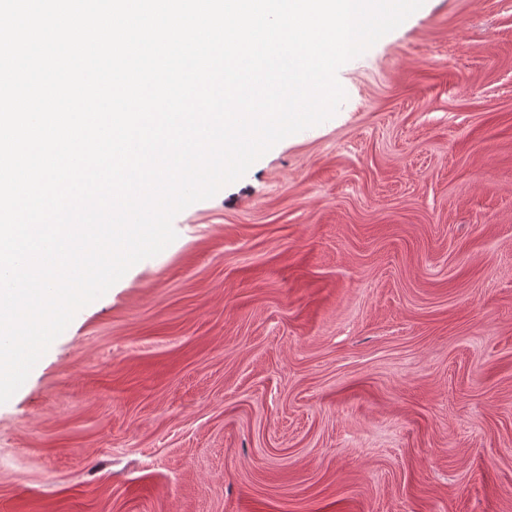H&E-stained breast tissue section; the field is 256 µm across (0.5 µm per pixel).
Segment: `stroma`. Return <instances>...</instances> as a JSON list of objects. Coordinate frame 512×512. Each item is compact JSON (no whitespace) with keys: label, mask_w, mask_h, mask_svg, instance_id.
Wrapping results in <instances>:
<instances>
[{"label":"stroma","mask_w":512,"mask_h":512,"mask_svg":"<svg viewBox=\"0 0 512 512\" xmlns=\"http://www.w3.org/2000/svg\"><path fill=\"white\" fill-rule=\"evenodd\" d=\"M0 404V512H512V0H425Z\"/></svg>","instance_id":"1"}]
</instances>
